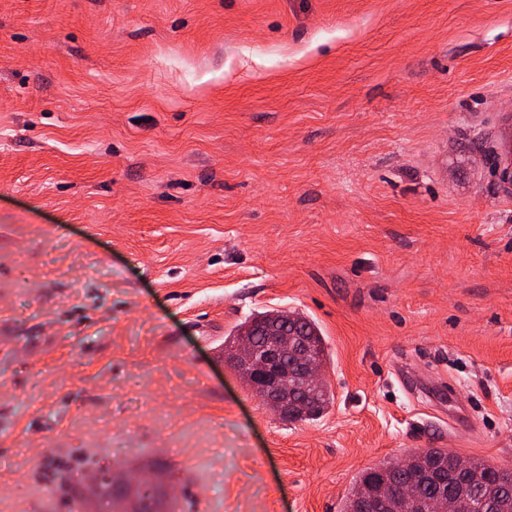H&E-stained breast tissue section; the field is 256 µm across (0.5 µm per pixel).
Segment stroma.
<instances>
[{"label":"stroma","mask_w":512,"mask_h":512,"mask_svg":"<svg viewBox=\"0 0 512 512\" xmlns=\"http://www.w3.org/2000/svg\"><path fill=\"white\" fill-rule=\"evenodd\" d=\"M511 143L512 0H0V512L104 465L172 512L512 468ZM277 310L322 332L317 419L224 364Z\"/></svg>","instance_id":"35a3bbf8"}]
</instances>
